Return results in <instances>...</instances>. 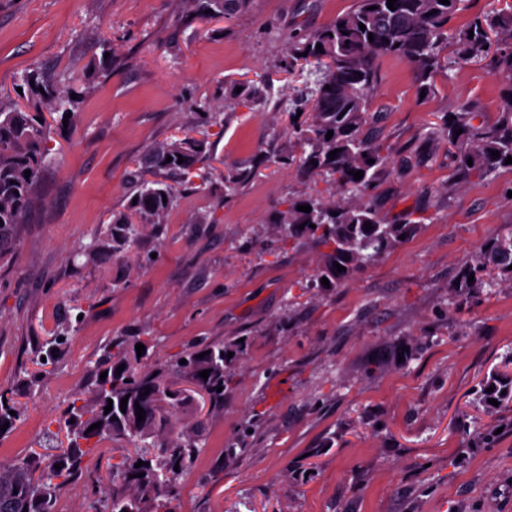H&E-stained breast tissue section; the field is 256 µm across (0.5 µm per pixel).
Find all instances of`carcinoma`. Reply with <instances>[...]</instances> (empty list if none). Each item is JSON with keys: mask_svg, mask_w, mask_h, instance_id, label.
<instances>
[{"mask_svg": "<svg viewBox=\"0 0 512 512\" xmlns=\"http://www.w3.org/2000/svg\"><path fill=\"white\" fill-rule=\"evenodd\" d=\"M196 7L200 19L227 17L246 7L249 0H186ZM390 10L387 0H355V6L336 17L329 25L308 34L288 35L289 59L286 69L299 62H314L321 67L315 81L313 98L297 99L304 119L294 120L292 112L288 133L310 152L299 158L298 170L321 174L347 195L340 202L324 203L318 198H300L289 202L288 210L278 213L273 222L286 224L284 234L293 239L310 238L322 248L321 264L311 283L324 288L345 284L352 275L373 262L389 244L410 233L412 224H384L373 201L378 172L389 160L388 149L374 140L367 128L376 121L372 110V91L379 80L378 61L397 56L409 62L416 77L424 81L442 68V44L455 40L465 60L492 57L495 72L506 84L505 102L496 123L485 128L473 121L478 114L463 108L448 113L442 124L429 132L434 140L448 142L456 150L457 173L463 176H488L512 157V8L487 11L473 18L469 25L451 33L448 23L469 8L468 0H397ZM365 29H360L359 24ZM474 35H469V32ZM374 36L369 41L368 35ZM321 45L322 51L316 50ZM31 95L46 109L68 114L76 104L74 91L63 92L44 82L36 70L25 77ZM330 89H325V86ZM244 102L267 98L270 83L261 80L241 89ZM40 112H29L15 105L0 103V258L12 248L18 225L32 208L35 193L44 178L46 158L51 148L52 128L39 122ZM331 139H326L328 132ZM338 150L335 159L329 152ZM207 141L185 135L181 140L163 141L148 146L139 161L141 176L136 184V204L130 212L112 219V230L123 244L133 246L137 224H161L174 204L173 184L188 181L194 167L205 156ZM499 151L493 158L491 151ZM172 157L166 161V157ZM183 162H178L179 158ZM375 163L370 164L368 160ZM473 164H467V161ZM30 176H25V171ZM364 175L356 180L353 172ZM254 176L252 169H235L224 177L225 187L234 191ZM311 206V212L297 210ZM372 225L366 230L364 223ZM346 270L339 272L333 263ZM512 265V238L501 239L488 247L471 272L474 282L504 272ZM106 358L107 377L96 380L89 397L78 394L71 402L69 424L71 454L61 468L48 466L40 471L34 456L0 463V512H54L63 486L80 469L82 456L99 449L108 440L124 441L135 452L122 456L112 465V478L92 482L96 494L107 497L110 512H159L178 495L179 480L204 440L205 421L198 415L196 395L203 394L209 409L224 407V391L231 383L234 358L227 357L224 345L211 344L186 353V364L175 359L147 369L131 364L124 342ZM205 353L200 358L198 354ZM125 365L119 370V365ZM209 371L208 379L199 372ZM223 391H217L218 387ZM128 398L126 412L120 401ZM112 410L105 412L108 401ZM145 411L137 421L135 406ZM101 426L89 430L94 423ZM152 440L157 453L137 452L138 444ZM145 465L135 467L138 461Z\"/></svg>", "mask_w": 512, "mask_h": 512, "instance_id": "carcinoma-1", "label": "carcinoma"}]
</instances>
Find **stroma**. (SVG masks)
Returning a JSON list of instances; mask_svg holds the SVG:
<instances>
[{
  "mask_svg": "<svg viewBox=\"0 0 512 512\" xmlns=\"http://www.w3.org/2000/svg\"><path fill=\"white\" fill-rule=\"evenodd\" d=\"M353 3L250 0L202 21L186 0H0V101L37 111L18 92L36 67L82 92L74 116L47 118L49 166L0 260V391L17 412L0 462L63 452L67 407L113 342L144 345L142 367L221 343L244 355L175 512H512V406L490 414L475 398L512 356V276L461 285L512 237V167L460 177L452 147L428 137L465 105L495 124L504 85L489 63L444 45L425 92L404 59L380 60L373 108L390 161L374 197L384 223L416 227L347 284L309 289L319 249L282 244L271 222L289 201L337 198L322 176L277 161L302 152L288 110L314 85L283 64L289 32ZM106 49L111 69L93 71ZM266 75L271 100L238 104L236 87ZM203 105L224 128L211 159L158 231L113 242L136 160L152 143L211 134ZM252 166L246 186L225 190L228 170ZM125 452L107 441L83 456L56 512H108L88 479Z\"/></svg>",
  "mask_w": 512,
  "mask_h": 512,
  "instance_id": "1",
  "label": "stroma"
}]
</instances>
